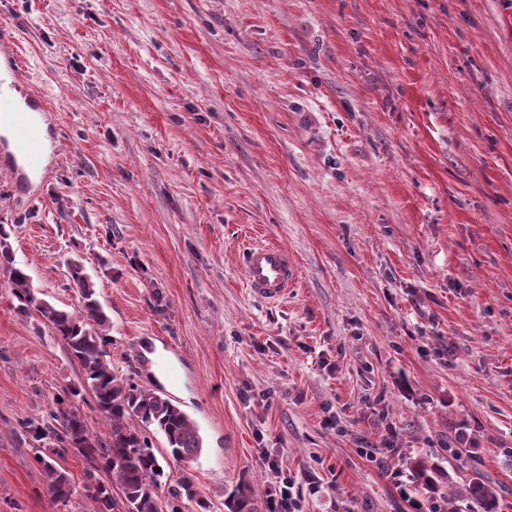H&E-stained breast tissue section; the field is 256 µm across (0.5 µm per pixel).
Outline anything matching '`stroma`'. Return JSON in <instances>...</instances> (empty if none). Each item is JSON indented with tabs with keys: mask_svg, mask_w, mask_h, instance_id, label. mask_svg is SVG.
I'll return each instance as SVG.
<instances>
[{
	"mask_svg": "<svg viewBox=\"0 0 512 512\" xmlns=\"http://www.w3.org/2000/svg\"><path fill=\"white\" fill-rule=\"evenodd\" d=\"M512 0H0L51 110L45 174L0 168V224L34 294L81 315L112 367L168 396L203 448L209 512L278 473L303 512H415L409 465L479 471L512 506ZM299 282L254 297L243 247ZM0 272V512H88L66 451L52 500L27 420L80 370ZM395 432L386 470L357 438ZM464 435L466 461L448 443ZM320 485L306 496V481ZM241 267L249 292L270 303L281 300L299 276L288 251L274 244H250L241 253Z\"/></svg>",
	"mask_w": 512,
	"mask_h": 512,
	"instance_id": "35a3bbf8",
	"label": "stroma"
}]
</instances>
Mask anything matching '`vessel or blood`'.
Segmentation results:
<instances>
[{
  "label": "vessel or blood",
  "mask_w": 512,
  "mask_h": 512,
  "mask_svg": "<svg viewBox=\"0 0 512 512\" xmlns=\"http://www.w3.org/2000/svg\"><path fill=\"white\" fill-rule=\"evenodd\" d=\"M0 64L12 85L23 82L22 62L14 51V40L0 30ZM46 100L27 93L24 99L0 91V115L10 120L6 149L0 152V167L13 173L39 168L46 143L43 127L33 115L48 111ZM241 267L249 292L264 301L281 300L298 279V269L286 249L274 244L255 243L241 253Z\"/></svg>",
  "instance_id": "1"
}]
</instances>
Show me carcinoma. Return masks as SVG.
Listing matches in <instances>:
<instances>
[{
    "label": "carcinoma",
    "mask_w": 512,
    "mask_h": 512,
    "mask_svg": "<svg viewBox=\"0 0 512 512\" xmlns=\"http://www.w3.org/2000/svg\"><path fill=\"white\" fill-rule=\"evenodd\" d=\"M10 231L0 225V266L8 274L15 311L20 316L36 312L43 323L60 337L68 354L80 368L82 388L91 392L95 407L109 425L106 437L89 434L73 399L80 389L67 388L54 399L52 423L43 428L23 424L36 441L48 437L85 457L92 467L112 473L113 484H104L87 475L85 497L92 502L89 512H165L160 492L175 498L185 496L202 509L206 502L197 497L190 473L176 477L165 470L153 451L146 433L165 439L166 451L175 462L188 464L202 449V440L193 420L171 399L150 389L124 381L112 370L110 338L105 333L108 318L96 299L95 283L82 261L67 262L66 278L84 301L83 315L74 317L47 301L35 298L28 273L13 265ZM55 448L37 455L42 466L47 493L56 501L67 502L73 494L68 472L55 465ZM120 497L112 494V486ZM225 512H256L254 501L245 490H236L224 499ZM432 508L440 512H497L499 501L486 487L478 471L469 474L465 484L440 494Z\"/></svg>",
    "instance_id": "cac0c4a2"
}]
</instances>
